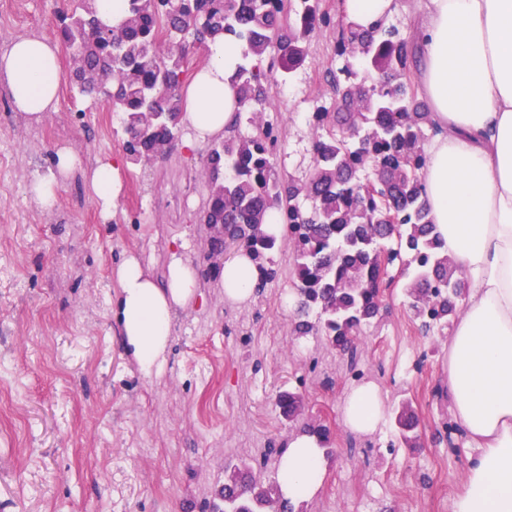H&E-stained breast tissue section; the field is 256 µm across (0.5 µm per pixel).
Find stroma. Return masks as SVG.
Returning <instances> with one entry per match:
<instances>
[{"mask_svg":"<svg viewBox=\"0 0 512 512\" xmlns=\"http://www.w3.org/2000/svg\"><path fill=\"white\" fill-rule=\"evenodd\" d=\"M62 0H0V34L57 38ZM336 34L317 31L293 81L274 87L268 121L278 126L279 164L298 173L311 161L308 119L329 104L325 70ZM57 111L31 124L0 84V512H211L225 469L263 457L278 477V455L294 425L282 392L304 397V421L330 429L333 456L318 496L300 512H450L473 450L436 436L451 415L443 388L448 339L424 333L396 277L382 319L362 338L361 365L387 408L408 401L419 418L417 447L389 449L393 424L368 438L342 423L352 386L339 354L319 336L295 339L281 305L293 290L292 244L274 253L279 270L243 305L224 300L208 267L213 234L198 216L207 199L204 148L128 165L110 218L88 192L84 169L123 156L119 116L61 82ZM85 166L64 179L52 210L27 186L48 174L57 149ZM139 255L163 277L173 254L196 268L200 294L177 309L165 373L141 376L112 318V270Z\"/></svg>","mask_w":512,"mask_h":512,"instance_id":"1","label":"stroma"}]
</instances>
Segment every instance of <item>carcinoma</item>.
<instances>
[{"mask_svg":"<svg viewBox=\"0 0 512 512\" xmlns=\"http://www.w3.org/2000/svg\"><path fill=\"white\" fill-rule=\"evenodd\" d=\"M327 27L337 30L336 67L326 73L331 105L314 107L311 164L292 174L277 163L279 131L263 112L272 87L291 81L308 59L310 37ZM59 33L71 51V88L120 113L123 148L135 164L165 156L181 131L189 57L217 36L233 39L239 108L203 157L202 221L224 225L214 247L251 252L263 287L277 275L279 239L261 224L276 211L293 243L294 333L324 337L357 379L364 375L358 342L382 317L392 268L407 276L413 317L443 333L467 282L430 217L422 180L430 120L410 80L417 66L410 27L335 24L321 0H126L125 18L106 29L95 0H68ZM284 400V416L298 420L302 394L284 392ZM418 437L415 411L403 401L390 446L411 448ZM238 472L221 494L232 512H296L280 491L269 497L261 474L246 465Z\"/></svg>","mask_w":512,"mask_h":512,"instance_id":"cac0c4a2","label":"carcinoma"}]
</instances>
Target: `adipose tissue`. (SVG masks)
Segmentation results:
<instances>
[{
	"label": "adipose tissue",
	"instance_id": "ef3b65f1",
	"mask_svg": "<svg viewBox=\"0 0 512 512\" xmlns=\"http://www.w3.org/2000/svg\"><path fill=\"white\" fill-rule=\"evenodd\" d=\"M347 20L367 28L392 19L400 0H341ZM414 42L424 63L415 75L436 135L424 146L423 181L431 217L469 288L453 322L446 389L453 421L475 448L451 512H512V0H414ZM208 61L188 81L183 143L194 150L223 135L237 109L231 84L239 47L229 39L208 44ZM0 82L12 107L41 121L59 105L58 46L39 36L15 39L0 55ZM82 161L66 148L54 171L33 179L29 194L51 209L57 187ZM122 166L97 160L87 173L89 191L111 214L123 183ZM260 279L244 250L222 260L224 298L249 302ZM112 315L127 352L146 378L161 376L175 309L191 304L200 286L195 267L173 256L163 278L129 254L114 270ZM351 432L369 436L386 423L383 394L375 383L351 386L341 403ZM315 437L294 434L278 465L280 491L291 502L312 500L325 479Z\"/></svg>",
	"mask_w": 512,
	"mask_h": 512
}]
</instances>
